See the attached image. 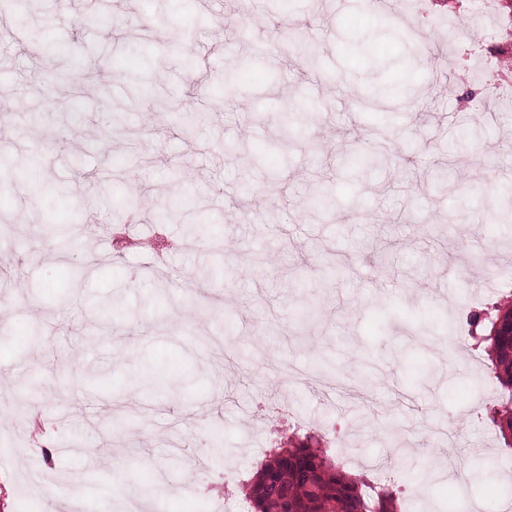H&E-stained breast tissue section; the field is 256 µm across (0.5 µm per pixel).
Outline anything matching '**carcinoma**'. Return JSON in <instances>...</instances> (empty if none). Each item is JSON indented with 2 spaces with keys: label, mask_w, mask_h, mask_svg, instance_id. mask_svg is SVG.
Masks as SVG:
<instances>
[{
  "label": "carcinoma",
  "mask_w": 512,
  "mask_h": 512,
  "mask_svg": "<svg viewBox=\"0 0 512 512\" xmlns=\"http://www.w3.org/2000/svg\"><path fill=\"white\" fill-rule=\"evenodd\" d=\"M91 77L89 69L81 75L61 71L50 75L67 82L75 97L83 91V80ZM389 154L388 143L378 141L357 164L377 169ZM182 209L198 213L196 223L189 225L188 239L207 240L214 251L223 252V242L212 237L216 219L200 198L186 195L176 208L160 206L154 219L160 224L180 223ZM467 323L476 344L486 345L489 370L501 386L500 397L487 408L488 420L512 449V291L490 308L470 311ZM312 439L308 435L261 462L249 483L251 512H397L398 498L392 490L374 487L362 476L351 474L326 450L312 446Z\"/></svg>",
  "instance_id": "obj_1"
}]
</instances>
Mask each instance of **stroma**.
I'll list each match as a JSON object with an SVG mask.
<instances>
[{"mask_svg": "<svg viewBox=\"0 0 512 512\" xmlns=\"http://www.w3.org/2000/svg\"><path fill=\"white\" fill-rule=\"evenodd\" d=\"M70 2L30 0L48 23L24 41L15 18L0 30V441L15 450L0 461V512H125L140 480L164 488L142 512H234L265 450L309 433L332 454L342 437L353 472L391 487L402 512L430 452L453 448L470 494L439 479L430 500L496 512L512 498L485 418L500 387L463 316L469 297L499 300L512 271V94L492 93L512 66L479 61L512 49V0L489 17L474 0H404L398 15L378 0ZM251 11L277 24L246 41ZM47 41L97 68L81 97L48 83L60 60ZM189 56L238 83L184 131L174 104L201 101L186 94ZM117 62L152 74L154 93L113 131L100 115L130 92ZM305 105L313 120L278 151L282 113ZM378 127L387 164L351 174ZM243 138L259 162L225 154ZM416 166L445 188L406 185ZM101 168L110 182L80 186ZM36 178L77 194L31 198ZM132 192L144 209L130 231L167 244L161 258L113 247L112 201ZM187 193L218 215L223 255L155 223ZM78 217L85 231L60 253L57 227ZM111 297L124 308L107 332ZM308 304L318 315L299 322Z\"/></svg>", "mask_w": 512, "mask_h": 512, "instance_id": "stroma-1", "label": "stroma"}]
</instances>
